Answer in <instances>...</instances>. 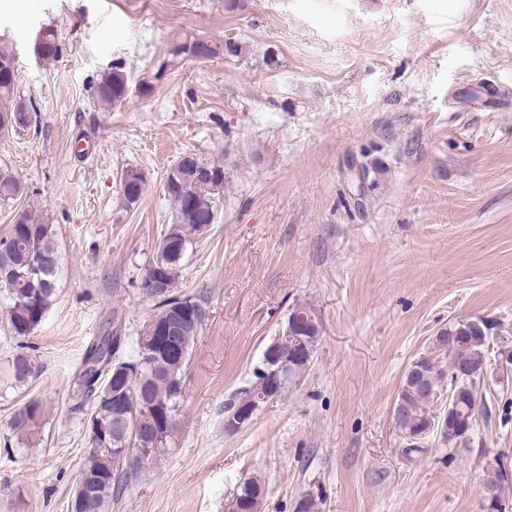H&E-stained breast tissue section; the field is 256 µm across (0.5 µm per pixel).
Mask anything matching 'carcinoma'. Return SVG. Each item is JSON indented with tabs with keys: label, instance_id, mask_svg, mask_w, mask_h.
Segmentation results:
<instances>
[{
	"label": "carcinoma",
	"instance_id": "carcinoma-1",
	"mask_svg": "<svg viewBox=\"0 0 512 512\" xmlns=\"http://www.w3.org/2000/svg\"><path fill=\"white\" fill-rule=\"evenodd\" d=\"M62 51L58 32L44 28L42 60L55 61ZM239 43L222 44L203 39L181 46L177 54L192 60H206L220 55L236 56ZM94 94L103 107L120 104L128 96V83L119 68L104 74L93 86ZM35 111L31 98L18 90L16 52L13 45L0 40V133H19L31 126L29 114ZM224 165L205 162L188 154L170 169L164 183V192L176 213L175 223L169 225L158 243L156 254L149 262L142 280L144 294L155 301L158 311L143 325L136 339L135 353L127 358L118 354L117 347L124 342L118 330L101 336L86 351L82 369L73 383L78 410L89 408L90 417L112 427L106 436L87 428L90 443L86 461L79 475L97 476L102 481L101 494L89 498L84 512H109L112 497L119 494L127 480L152 467L169 453L178 432L180 406L183 400V374L193 346L200 335L194 322L182 316L185 307L196 314L204 310L201 297L179 295L184 255L173 256L167 251L178 244L185 252L192 241L203 234L202 225L216 220V192L224 188ZM25 192L24 183L11 170L0 168V201L18 199ZM8 245L7 255L0 258L4 267L0 274V288L7 290L9 331L15 337L30 336L41 323L55 294L57 253L53 225L46 223L36 211L21 209L0 238V245ZM158 273L166 282L165 294L149 288L148 279ZM179 319L176 340L180 352L173 358L166 351L164 337L154 321ZM457 337L448 346V337ZM494 334L483 333L467 319L449 322L439 328L432 338V349L449 357V361L476 370L488 363L489 344ZM415 370L405 371L397 402L402 404L401 416L393 417L394 427L400 432L405 447L402 452L411 458L422 452L423 444L413 447L409 438L439 429V418L433 414V404L439 389L448 386L453 412L448 417V432L441 434L452 447L468 449L472 437L457 436L455 426L476 427L478 419H486L494 403L487 398L479 376L439 369L430 357H420L411 363ZM42 365L37 357L18 354L8 364L7 373L18 384L37 377ZM258 393V384L250 381L224 403V415L236 411L240 400ZM43 403L31 399L14 409L9 427L18 439H29L38 425ZM158 430L160 434L154 449L144 461L129 467L117 468L112 459L115 442L127 439L136 431ZM508 482V472L502 460L487 462V479L483 492L500 493ZM266 495L265 482L257 476L245 478L225 504L227 512H261Z\"/></svg>",
	"mask_w": 512,
	"mask_h": 512
}]
</instances>
